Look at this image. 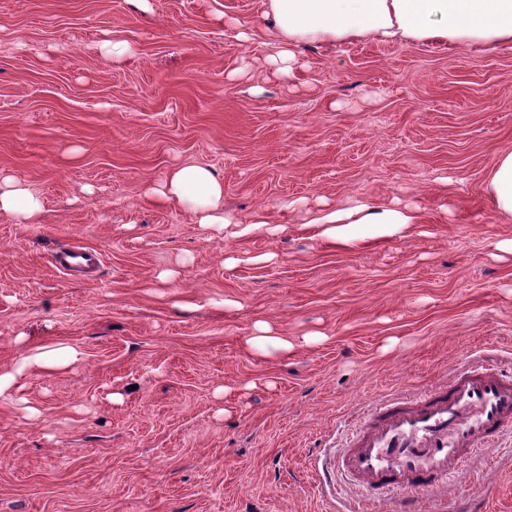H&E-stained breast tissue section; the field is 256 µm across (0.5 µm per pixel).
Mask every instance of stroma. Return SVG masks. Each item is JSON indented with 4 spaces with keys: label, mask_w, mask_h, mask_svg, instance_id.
Wrapping results in <instances>:
<instances>
[{
    "label": "stroma",
    "mask_w": 512,
    "mask_h": 512,
    "mask_svg": "<svg viewBox=\"0 0 512 512\" xmlns=\"http://www.w3.org/2000/svg\"><path fill=\"white\" fill-rule=\"evenodd\" d=\"M148 2L0 0V169L44 202L0 214V371L80 353L0 396V512H355L317 468L351 415L481 356L512 369V223L485 189L512 49L312 44L285 78L262 0ZM186 163L223 179L226 229L150 196ZM395 198L421 209L402 239L305 226ZM259 214L280 232L242 234ZM74 239L94 279L53 267ZM259 322L289 350L250 349ZM417 512H512V434ZM78 351L70 346L46 350L37 347L33 353L27 356L22 364L13 372L0 373V395L17 385L18 377L21 376L26 366L37 365L40 367L64 368L78 359Z\"/></svg>",
    "instance_id": "obj_1"
}]
</instances>
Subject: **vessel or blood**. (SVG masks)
<instances>
[{"mask_svg":"<svg viewBox=\"0 0 512 512\" xmlns=\"http://www.w3.org/2000/svg\"><path fill=\"white\" fill-rule=\"evenodd\" d=\"M99 252L74 242L54 252L64 275L93 277ZM512 428V373L485 359L470 362L414 398L379 400L352 424L346 446L326 458L322 481L334 473L373 494L429 496L446 490L452 474Z\"/></svg>","mask_w":512,"mask_h":512,"instance_id":"1","label":"vessel or blood"}]
</instances>
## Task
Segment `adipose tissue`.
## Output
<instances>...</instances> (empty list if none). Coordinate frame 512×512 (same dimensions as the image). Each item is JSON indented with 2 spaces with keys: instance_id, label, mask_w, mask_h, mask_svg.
<instances>
[{
  "instance_id": "1",
  "label": "adipose tissue",
  "mask_w": 512,
  "mask_h": 512,
  "mask_svg": "<svg viewBox=\"0 0 512 512\" xmlns=\"http://www.w3.org/2000/svg\"><path fill=\"white\" fill-rule=\"evenodd\" d=\"M278 32L277 50L267 59L281 75H292L296 51L305 44H339L372 39L451 49L512 48V0H264ZM496 215L512 219V149L502 150L487 175ZM159 198L180 204L207 228H226L224 183L211 166L188 164L172 170L157 188ZM0 213L21 224L40 223L44 204L28 184L0 172ZM418 209L359 201L316 212L310 220L332 245L361 248L402 238L420 223Z\"/></svg>"
}]
</instances>
